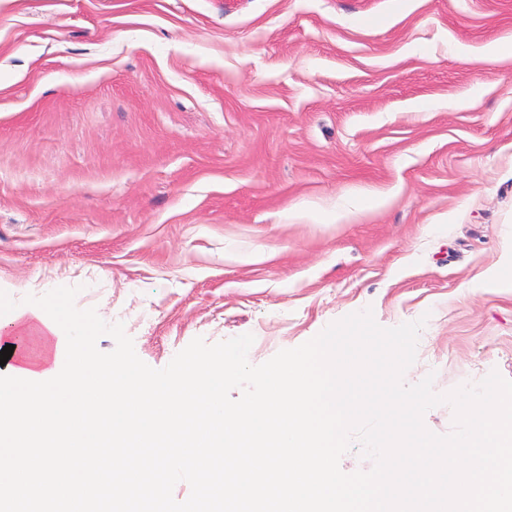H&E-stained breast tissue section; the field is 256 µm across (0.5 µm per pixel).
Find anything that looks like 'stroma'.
I'll list each match as a JSON object with an SVG mask.
<instances>
[{
	"label": "stroma",
	"instance_id": "35a3bbf8",
	"mask_svg": "<svg viewBox=\"0 0 512 512\" xmlns=\"http://www.w3.org/2000/svg\"><path fill=\"white\" fill-rule=\"evenodd\" d=\"M510 37L512 0H0V290L77 288L155 369L369 308L425 322L405 384L512 380V290L469 286L512 244Z\"/></svg>",
	"mask_w": 512,
	"mask_h": 512
}]
</instances>
